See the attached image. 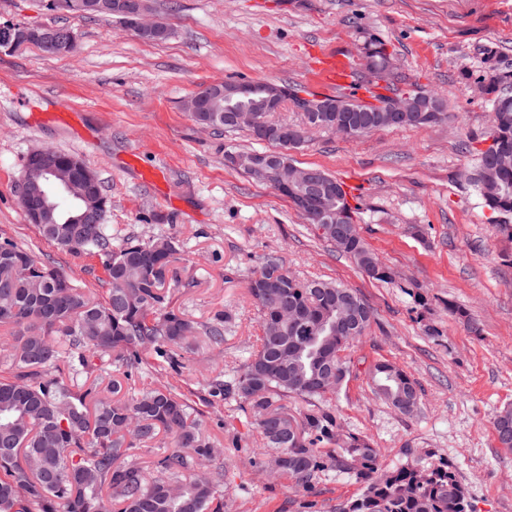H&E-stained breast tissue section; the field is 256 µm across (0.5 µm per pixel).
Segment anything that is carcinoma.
<instances>
[{"mask_svg":"<svg viewBox=\"0 0 512 512\" xmlns=\"http://www.w3.org/2000/svg\"><path fill=\"white\" fill-rule=\"evenodd\" d=\"M364 49L383 78L368 80L374 102L356 94L309 97L326 103L329 112H305L293 125L265 116L273 129L268 144L281 150L275 168L263 181L288 197L308 216L302 204L305 190L298 185L288 141L274 132H305L319 121L333 126L347 120L352 108L368 122L352 127L364 136L381 128L422 127L429 120L392 123L385 112L390 99L371 91L383 81L394 87L396 66L381 39L366 38ZM482 78L487 102L495 111V146L472 152V182L483 206L497 215L498 231L512 239V163L497 155L512 154V77L499 72L497 56L487 52ZM414 107L444 108L442 98L427 91ZM224 94L214 95L207 112H192L193 121L217 132H228ZM57 163L46 175L27 158L16 192L36 203L44 197L55 206V223L38 229L49 243L75 254L99 258L106 295L90 297L50 259L40 258L8 239L0 240V327L11 330L13 344L0 356V512H221L224 468L208 463L218 454L204 434L200 420L184 395L170 385L146 386L131 397L123 380L139 372L150 355L174 372L183 368V348L201 337L212 347L224 345L228 317L218 313L197 323L171 302L170 281L178 249L171 238L148 241L109 237L104 220L107 198L100 181L84 201L67 198L59 184L80 174L84 160L52 148L43 149ZM326 180L336 197L332 209L357 223L343 182L329 173ZM358 268L379 281L390 273L363 238L338 241L325 236ZM248 293L260 314L262 336L250 356L229 373L208 381L210 396L246 404L256 426L273 451L271 470L285 474L294 485L310 492L322 475L355 478L364 490L341 512H471L468 495L452 467L438 462L427 468L406 464L391 471L378 468L379 451L367 440L350 436L340 448L324 451L322 443L338 442L339 425L333 410L319 406L297 421L280 401L298 397L321 400L328 390L322 371L332 366L345 379L349 372L343 352L362 338L371 324V308L351 288L325 280H300L283 260L268 255L249 280ZM344 293L363 311L354 334L336 323V295ZM304 308L325 331H305L277 315L282 297ZM112 359L115 375L107 393L99 389L97 361ZM374 393L401 413L413 412L420 400L416 381L388 361L373 365ZM168 439L169 449L154 462L150 477L135 459L134 450Z\"/></svg>","mask_w":512,"mask_h":512,"instance_id":"1","label":"carcinoma"}]
</instances>
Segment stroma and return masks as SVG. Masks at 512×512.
<instances>
[{
	"instance_id": "35a3bbf8",
	"label": "stroma",
	"mask_w": 512,
	"mask_h": 512,
	"mask_svg": "<svg viewBox=\"0 0 512 512\" xmlns=\"http://www.w3.org/2000/svg\"><path fill=\"white\" fill-rule=\"evenodd\" d=\"M151 20L169 36L150 41L118 20L62 15L42 0H0V22L66 26L73 52L28 44L0 50V240L51 258L75 285L100 299L99 259L46 242L15 190L27 155L41 147L77 154L97 174L109 200L110 235L170 236L180 250L172 302L190 318H230L224 348L194 343L180 372L153 365L128 381L134 393L175 386L200 412L221 448L224 512H340L361 483L321 477L305 493L260 467L267 459L253 412L212 401L206 377L238 366L260 334L248 294L264 257L281 256L301 279L355 289L373 311L366 335L344 353L345 382L325 399L341 436L365 437L379 466L427 467L445 460L473 512H512V451L493 423L512 406V241L498 232L464 178L468 143L490 130L491 111L476 84L485 49L512 72V0H151ZM376 36L397 59L399 88L433 91L447 118L428 127L383 128L358 139L314 131L293 151L303 166L344 182L361 208L359 231L392 273L381 282L321 238L287 197L233 168L226 153L257 149L247 130L217 133L195 123L185 100L218 82L267 81L323 96L321 55L347 56L355 83L365 73L362 48ZM79 108L89 137L37 112ZM158 172L159 181L149 179ZM424 230L416 237L414 227ZM465 310L479 325L450 313ZM390 361L416 381L420 401L405 415L378 399L371 366Z\"/></svg>"
}]
</instances>
